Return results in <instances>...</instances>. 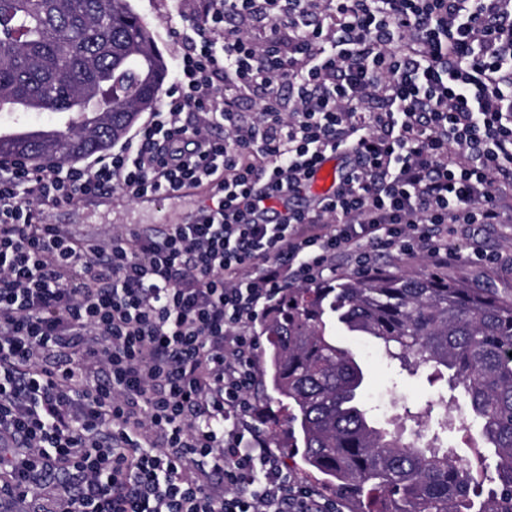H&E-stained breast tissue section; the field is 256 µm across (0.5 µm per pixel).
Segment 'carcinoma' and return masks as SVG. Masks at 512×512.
<instances>
[{"label":"carcinoma","mask_w":512,"mask_h":512,"mask_svg":"<svg viewBox=\"0 0 512 512\" xmlns=\"http://www.w3.org/2000/svg\"><path fill=\"white\" fill-rule=\"evenodd\" d=\"M163 55L131 0H0V112L11 101L92 112L56 135L0 145L35 163H76L114 144L158 101ZM368 336L416 374L444 378L464 397L448 419L439 396L401 423H380L364 398L356 353L336 344V325ZM259 373L286 412L273 444L300 457L358 512H512V299L437 273L322 280L288 288L261 319ZM475 424L481 480L449 437Z\"/></svg>","instance_id":"carcinoma-1"}]
</instances>
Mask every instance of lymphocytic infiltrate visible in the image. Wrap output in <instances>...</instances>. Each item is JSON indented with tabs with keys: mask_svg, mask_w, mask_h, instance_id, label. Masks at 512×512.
Wrapping results in <instances>:
<instances>
[{
	"mask_svg": "<svg viewBox=\"0 0 512 512\" xmlns=\"http://www.w3.org/2000/svg\"><path fill=\"white\" fill-rule=\"evenodd\" d=\"M196 2L118 150L0 163V512H337L242 424L252 326L338 252L443 264L512 221V0ZM208 182L199 220L106 242L40 211ZM338 175V161L336 156H331L317 167L311 188L317 194H324L334 188Z\"/></svg>",
	"mask_w": 512,
	"mask_h": 512,
	"instance_id": "obj_1",
	"label": "lymphocytic infiltrate"
}]
</instances>
